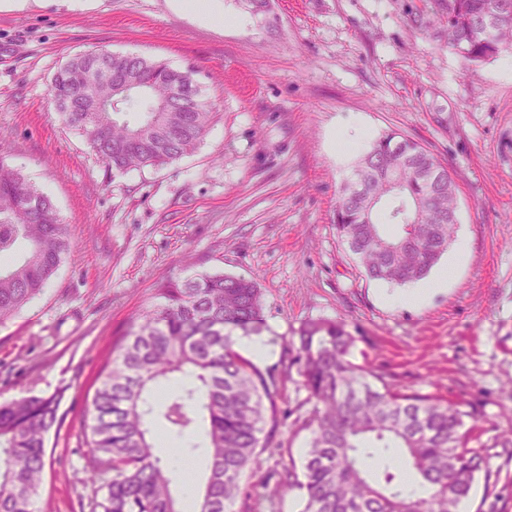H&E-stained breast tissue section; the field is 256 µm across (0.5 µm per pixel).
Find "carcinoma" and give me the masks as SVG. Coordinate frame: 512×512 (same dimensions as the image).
<instances>
[{
    "label": "carcinoma",
    "mask_w": 512,
    "mask_h": 512,
    "mask_svg": "<svg viewBox=\"0 0 512 512\" xmlns=\"http://www.w3.org/2000/svg\"><path fill=\"white\" fill-rule=\"evenodd\" d=\"M442 38L468 62L512 46V0H436ZM200 94L192 72L139 54L87 52L53 76L56 112L109 169L164 166L192 152L213 115L205 102L178 106L176 90ZM136 106L131 125L112 108ZM419 143L391 131L358 158L339 189L336 233L365 275L406 285L424 279L451 244L456 182ZM73 250L53 203L0 157V319L36 297ZM160 305L116 345L82 420L91 512H180L179 471L152 436L178 442L176 459L203 448L206 479L199 512H226L278 426L281 381L235 345L264 326L263 293L253 279L197 274L157 289ZM353 337L336 323L300 330L301 384L313 408L301 473L279 491H302L303 512H459L488 456L468 447L471 413L405 393L350 360ZM176 374L193 381L164 400L152 386ZM60 396L0 403V512H34L46 441L59 424ZM269 434H264V431ZM367 459L377 460L364 467ZM430 490L415 495L410 485Z\"/></svg>",
    "instance_id": "1"
}]
</instances>
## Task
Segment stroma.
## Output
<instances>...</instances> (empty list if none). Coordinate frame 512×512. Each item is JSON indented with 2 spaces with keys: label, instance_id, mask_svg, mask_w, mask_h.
<instances>
[{
  "label": "stroma",
  "instance_id": "1",
  "mask_svg": "<svg viewBox=\"0 0 512 512\" xmlns=\"http://www.w3.org/2000/svg\"><path fill=\"white\" fill-rule=\"evenodd\" d=\"M236 26L170 0H26L0 10V154L50 197L74 251L43 291L0 320V402L60 395L35 512H89L81 420L114 344L167 279H257L261 369L287 372V416L227 512H302L276 482L301 462L310 409L287 371L304 323H345L353 360L403 392L468 411L490 460L462 512H512V49L468 62L429 24L434 0H224ZM189 70L214 112L180 160L112 172L55 112L51 80L91 50ZM396 131L452 172L465 248L447 289L391 307L336 234L338 191L372 139ZM350 154L330 152L337 132Z\"/></svg>",
  "mask_w": 512,
  "mask_h": 512
}]
</instances>
